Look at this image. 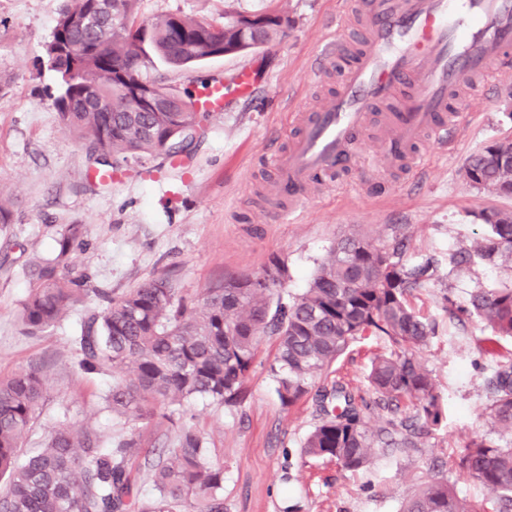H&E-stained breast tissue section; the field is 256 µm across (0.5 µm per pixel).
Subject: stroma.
Here are the masks:
<instances>
[{
    "instance_id": "stroma-1",
    "label": "stroma",
    "mask_w": 512,
    "mask_h": 512,
    "mask_svg": "<svg viewBox=\"0 0 512 512\" xmlns=\"http://www.w3.org/2000/svg\"><path fill=\"white\" fill-rule=\"evenodd\" d=\"M65 2L0 0V189L10 192L15 211L13 223L0 225V379L33 367L47 379L24 448L37 447L63 421L95 429L107 449L138 435L131 474L147 498L154 490L143 461L156 457L184 422L206 438L212 461L224 468V512H401L418 485L442 474L460 495L482 500L483 487L460 472L458 462L473 436L493 429L485 413V377L497 363L512 361V341L487 342L477 319L451 320L443 297L465 301L475 287L512 280L510 269L478 263L457 273L444 267L435 286L412 293L411 306L436 326L418 356L434 379L445 416L422 448L377 451L357 472L302 455L318 421L316 396L282 406L270 373L272 337L259 341L241 406L230 410L199 399L173 421L148 428L113 415L106 401L111 376L82 372L72 338L107 298L159 276L198 303L224 278L260 276L276 256L288 265L284 290L295 295L346 235L376 243L406 239L411 261L469 247L485 233L479 211L512 212V198L480 191L464 176L472 152L512 136V68L488 76L483 93L461 87L463 103L448 122V139L428 145L422 169L365 179L364 165L380 148L379 126L370 123L356 160L305 191L298 221L284 223L275 214L279 201L270 160L288 143L293 113L322 107L336 88L335 61H324L315 79L310 68L337 21L350 14L347 0H139L141 20L173 14L220 26L225 11L253 13L271 5L292 24L268 45L196 68L153 61L143 78L174 91L202 93L201 79L228 80L251 64L265 79L252 97L230 99L225 111L213 114L183 162L160 157L143 168L124 166L105 186L92 179L84 145L62 122L49 95L54 76L41 62ZM73 222L85 226L87 247L75 264L90 274L91 291L56 326L29 332L21 303L33 283L32 267L55 257L60 229ZM387 347L384 337L366 335L316 386L340 379L366 393L369 359Z\"/></svg>"
}]
</instances>
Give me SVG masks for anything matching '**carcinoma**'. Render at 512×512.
<instances>
[{"instance_id": "carcinoma-1", "label": "carcinoma", "mask_w": 512, "mask_h": 512, "mask_svg": "<svg viewBox=\"0 0 512 512\" xmlns=\"http://www.w3.org/2000/svg\"><path fill=\"white\" fill-rule=\"evenodd\" d=\"M138 0H110L98 15L97 0H71L59 14L43 61L56 74L55 105L64 124L83 141L98 173L120 164L145 165L179 154L182 131L201 127L211 114L191 112L193 93L170 100L169 88L148 82L158 95L142 111L131 87L145 83L142 68L157 58L176 67L248 52L270 42L289 19L270 9L252 16L229 13L213 26L180 15L137 20ZM253 18V42L242 44L235 26ZM493 141L470 154L464 166L469 183L484 192L512 197V163L494 154ZM488 233L470 248L448 251L453 270L482 262L512 268V213L490 209ZM84 225L67 224L57 239V256L34 273V286L22 303L29 331L52 327L88 291L89 275L58 265L84 245ZM404 242L374 244L357 236L334 244L312 274L307 288L288 300L277 289L288 277L278 257L269 260L285 273L279 281L227 277L206 289L196 306L177 295L159 276L82 321L74 337L77 364L86 374L112 373L108 396L112 412L146 427L195 399L233 408L247 397L246 382L262 336L277 340L270 366L276 392L292 406L312 389L349 344L371 332L390 348L371 360L368 385L373 400L339 381L317 390L321 419L302 453L336 460L347 470L365 467L376 449H410L424 432L437 428L445 407L430 371L414 350L435 329L408 302L424 287L433 261L403 262ZM459 311L478 318L488 341L512 339V284L476 288ZM492 393L486 407L496 437L477 436L465 446L459 468L489 492L494 512H512V362L487 377ZM46 392L40 372L30 369L0 380V512H224V467L212 462L204 438L192 427L175 432L172 447L150 463L154 495L145 499L131 480L129 463L138 454L135 436L110 450L100 448L94 431L66 422L29 452L20 438ZM387 411L371 430L364 411ZM403 512H487L458 495L438 477L408 499Z\"/></svg>"}]
</instances>
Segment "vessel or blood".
I'll use <instances>...</instances> for the list:
<instances>
[{"instance_id":"b4317fda","label":"vessel or blood","mask_w":512,"mask_h":512,"mask_svg":"<svg viewBox=\"0 0 512 512\" xmlns=\"http://www.w3.org/2000/svg\"><path fill=\"white\" fill-rule=\"evenodd\" d=\"M358 9L366 48L354 50L340 34L324 45L323 58L341 66L336 94L296 114V135L273 157L288 194L281 219L297 217L293 190L352 161L372 118L381 122L383 166H421L418 146L425 134L447 131L460 86L512 66V0H359Z\"/></svg>"}]
</instances>
